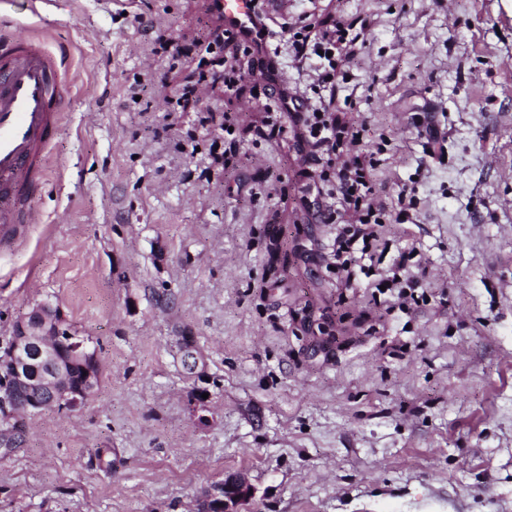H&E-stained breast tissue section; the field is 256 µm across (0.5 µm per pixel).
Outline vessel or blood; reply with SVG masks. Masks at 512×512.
Segmentation results:
<instances>
[{
  "label": "vessel or blood",
  "instance_id": "vessel-or-blood-1",
  "mask_svg": "<svg viewBox=\"0 0 512 512\" xmlns=\"http://www.w3.org/2000/svg\"><path fill=\"white\" fill-rule=\"evenodd\" d=\"M225 28L266 42L256 0H218ZM64 108L56 59L40 39L18 30L0 45V239L15 238L28 220L25 201Z\"/></svg>",
  "mask_w": 512,
  "mask_h": 512
}]
</instances>
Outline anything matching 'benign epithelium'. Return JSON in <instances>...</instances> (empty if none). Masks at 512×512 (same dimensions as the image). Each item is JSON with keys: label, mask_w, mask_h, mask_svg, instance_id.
Listing matches in <instances>:
<instances>
[{"label": "benign epithelium", "mask_w": 512, "mask_h": 512, "mask_svg": "<svg viewBox=\"0 0 512 512\" xmlns=\"http://www.w3.org/2000/svg\"><path fill=\"white\" fill-rule=\"evenodd\" d=\"M65 331L61 309L43 302L18 320L11 347L13 365L8 376L0 380V417L11 425L21 414L38 412L48 406L82 407L98 385L97 355L81 346L69 350L86 372L79 384L68 381L60 355ZM248 483L238 476L224 478L219 494L208 500L207 512H240L239 507L251 498Z\"/></svg>", "instance_id": "1"}]
</instances>
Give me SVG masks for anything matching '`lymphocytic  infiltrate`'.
Instances as JSON below:
<instances>
[{
  "label": "lymphocytic infiltrate",
  "mask_w": 512,
  "mask_h": 512,
  "mask_svg": "<svg viewBox=\"0 0 512 512\" xmlns=\"http://www.w3.org/2000/svg\"><path fill=\"white\" fill-rule=\"evenodd\" d=\"M359 41V36L349 35L340 22L334 29L318 32L306 24L299 28L292 47L298 59L318 60V82L324 86L334 81L338 62L354 57ZM278 99L293 109L291 120L304 163L314 173L313 191L332 199L337 209L358 216L356 223L341 225L336 234L333 257L337 268H359L362 274L372 275L373 288H384L386 295L406 303L421 289V282L407 276L404 262L384 270L376 267L382 229L391 216L374 198L369 181L374 161L364 155L348 160L343 157L344 143L358 140V130L337 124L331 113L317 112L305 99L290 92H280Z\"/></svg>",
  "instance_id": "lymphocytic-infiltrate-1"
}]
</instances>
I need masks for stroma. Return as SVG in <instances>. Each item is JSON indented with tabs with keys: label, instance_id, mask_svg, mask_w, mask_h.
<instances>
[{
	"label": "stroma",
	"instance_id": "obj_1",
	"mask_svg": "<svg viewBox=\"0 0 512 512\" xmlns=\"http://www.w3.org/2000/svg\"><path fill=\"white\" fill-rule=\"evenodd\" d=\"M211 6L54 0L37 18L0 0V37L40 38L67 99L37 221L0 243V346L48 300L99 360L82 410L20 418L0 512H199L231 475L249 512H512V0L271 18L283 48L305 20L363 34L329 109L357 122L346 152H372L375 197L410 215L385 226V265L412 253L427 287L383 315L367 278L326 267L336 227L312 216L290 117L267 122L276 96L246 57L206 54Z\"/></svg>",
	"mask_w": 512,
	"mask_h": 512
}]
</instances>
